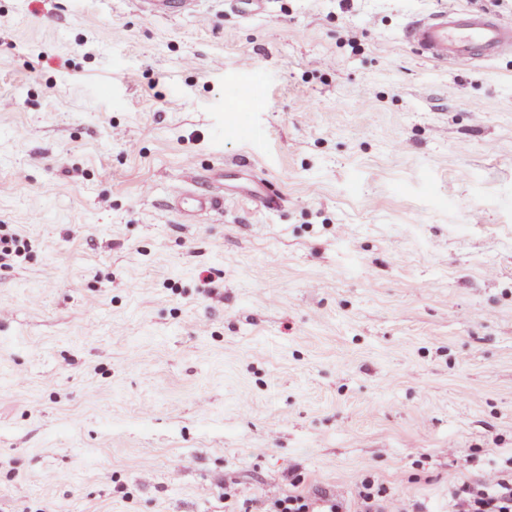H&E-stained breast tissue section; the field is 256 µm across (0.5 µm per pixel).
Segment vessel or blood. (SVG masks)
Returning <instances> with one entry per match:
<instances>
[{
  "mask_svg": "<svg viewBox=\"0 0 512 512\" xmlns=\"http://www.w3.org/2000/svg\"><path fill=\"white\" fill-rule=\"evenodd\" d=\"M139 10L151 16H180L190 13L196 0H137ZM403 38L426 59L455 68H469L512 53V23L498 15L463 8H445L411 20ZM216 197L191 193L175 186L168 208L183 218L214 208Z\"/></svg>",
  "mask_w": 512,
  "mask_h": 512,
  "instance_id": "obj_1",
  "label": "vessel or blood"
}]
</instances>
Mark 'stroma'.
I'll return each mask as SVG.
<instances>
[{
  "instance_id": "stroma-1",
  "label": "stroma",
  "mask_w": 512,
  "mask_h": 512,
  "mask_svg": "<svg viewBox=\"0 0 512 512\" xmlns=\"http://www.w3.org/2000/svg\"><path fill=\"white\" fill-rule=\"evenodd\" d=\"M512 0H0V512H264L512 461ZM193 66H185V58ZM249 65H242V58ZM330 59L316 70L312 59ZM249 160L283 207L237 197ZM219 209L167 211L178 183ZM196 0H138L139 10L151 16H180L195 9ZM403 39L428 60L469 68L512 53V23L496 14L444 8L411 20ZM264 494L267 506L272 512H343V504L330 494L311 495L308 493Z\"/></svg>"
}]
</instances>
